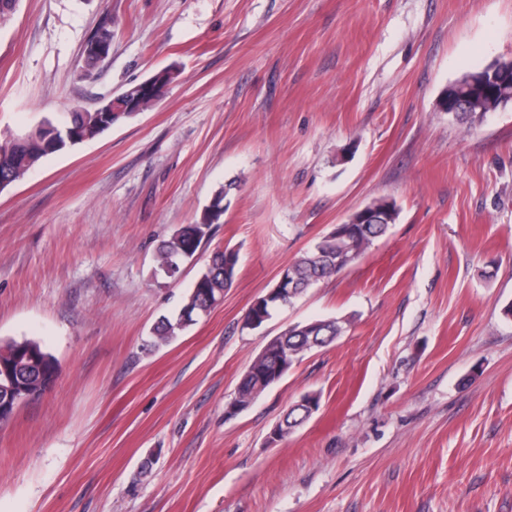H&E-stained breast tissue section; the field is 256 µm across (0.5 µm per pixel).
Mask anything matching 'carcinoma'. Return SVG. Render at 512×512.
<instances>
[{
	"label": "carcinoma",
	"instance_id": "obj_1",
	"mask_svg": "<svg viewBox=\"0 0 512 512\" xmlns=\"http://www.w3.org/2000/svg\"><path fill=\"white\" fill-rule=\"evenodd\" d=\"M177 73L163 69L154 74L153 85L144 86L140 99L146 108L157 103L153 86H166L174 81ZM136 116L134 112H122L114 115L110 112L78 110L68 112L59 119L44 117L33 127L30 134L17 137L13 134L0 136V193L22 179L30 169L43 159L68 147L99 137L112 125L122 123ZM231 186L218 190L210 206L192 224H187L175 232L171 238L160 242L157 248L158 267L186 254H196L202 244L208 241L216 225L224 218V199ZM351 236L330 234L323 236L314 246L288 264L289 280L293 282L287 303L303 294L317 282L330 279L350 267L356 261L355 253L365 251L374 240L389 230L388 224H356ZM238 265V252L224 248L215 250L191 284L179 313L172 317L160 318L153 329L149 346L158 348L171 343L180 332L191 325L195 318L204 312H211L224 299V289L231 286ZM345 320L340 318L318 319L288 326L281 334L271 338L265 351L248 366L241 376L235 394V403L245 407L256 396L264 393L273 384L275 378L267 376L275 364L278 351L288 349V365H293L305 353L323 348L333 343L344 329ZM42 349V346L30 339L8 340L0 343V361L19 365L24 353L30 349ZM58 366L52 355L42 362L41 379L31 383L36 397H41L54 383ZM320 395L306 393L289 405L279 422L283 437H288L296 428L307 422L312 413L310 408H319Z\"/></svg>",
	"mask_w": 512,
	"mask_h": 512
}]
</instances>
